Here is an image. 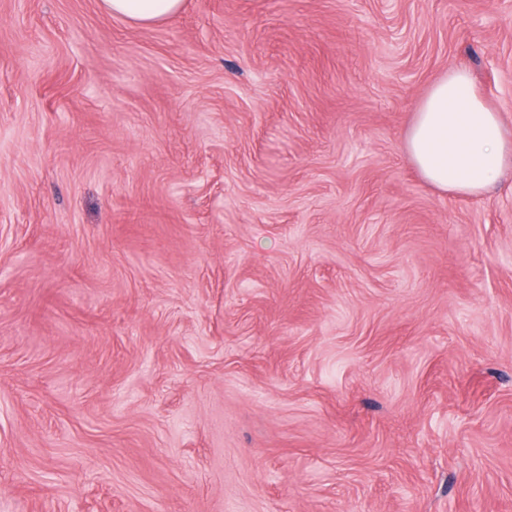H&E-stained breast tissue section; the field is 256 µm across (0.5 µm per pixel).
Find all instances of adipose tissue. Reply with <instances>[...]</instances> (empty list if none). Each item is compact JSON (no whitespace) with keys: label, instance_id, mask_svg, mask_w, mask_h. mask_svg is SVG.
Returning a JSON list of instances; mask_svg holds the SVG:
<instances>
[{"label":"adipose tissue","instance_id":"obj_1","mask_svg":"<svg viewBox=\"0 0 512 512\" xmlns=\"http://www.w3.org/2000/svg\"><path fill=\"white\" fill-rule=\"evenodd\" d=\"M182 0H101L108 14L150 26L179 13ZM403 152L422 178L460 196L489 191L512 165V135L467 69L452 67L418 104Z\"/></svg>","mask_w":512,"mask_h":512}]
</instances>
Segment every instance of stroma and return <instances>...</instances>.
Returning <instances> with one entry per match:
<instances>
[{"label": "stroma", "instance_id": "obj_1", "mask_svg": "<svg viewBox=\"0 0 512 512\" xmlns=\"http://www.w3.org/2000/svg\"><path fill=\"white\" fill-rule=\"evenodd\" d=\"M512 0H0V512H512V169L402 151ZM105 12L132 24L150 26L179 13L182 0H101Z\"/></svg>", "mask_w": 512, "mask_h": 512}]
</instances>
